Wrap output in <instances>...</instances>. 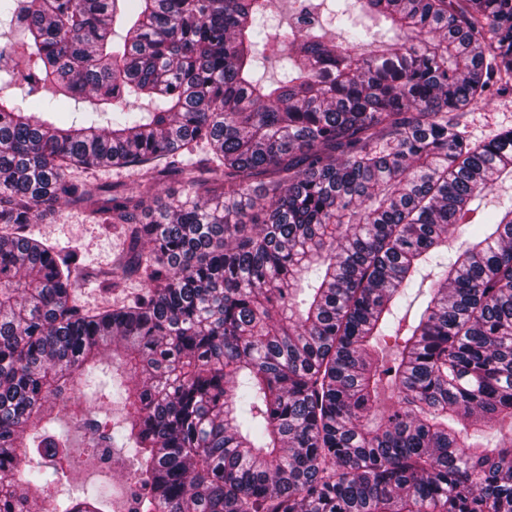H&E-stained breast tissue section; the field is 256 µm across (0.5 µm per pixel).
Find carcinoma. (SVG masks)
I'll return each mask as SVG.
<instances>
[{
    "mask_svg": "<svg viewBox=\"0 0 512 512\" xmlns=\"http://www.w3.org/2000/svg\"><path fill=\"white\" fill-rule=\"evenodd\" d=\"M270 2L0 0L34 76L0 75V512H109L57 492L72 398L130 512H512V129L463 132L512 0H332L341 40ZM110 165L135 189L71 177ZM62 203L140 292L75 303L26 234Z\"/></svg>",
    "mask_w": 512,
    "mask_h": 512,
    "instance_id": "obj_1",
    "label": "carcinoma"
}]
</instances>
